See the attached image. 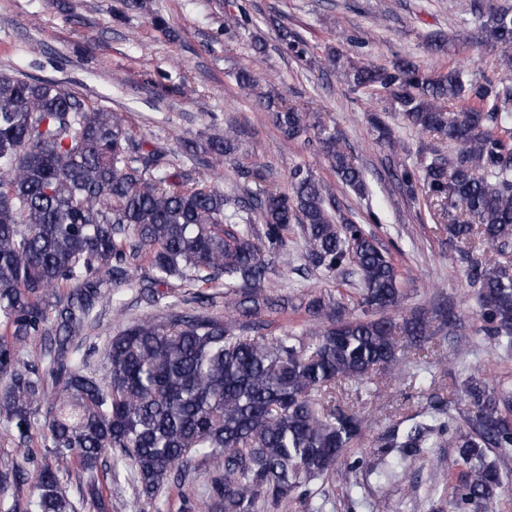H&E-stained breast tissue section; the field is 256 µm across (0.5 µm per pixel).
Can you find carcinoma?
<instances>
[{
  "label": "carcinoma",
  "mask_w": 512,
  "mask_h": 512,
  "mask_svg": "<svg viewBox=\"0 0 512 512\" xmlns=\"http://www.w3.org/2000/svg\"><path fill=\"white\" fill-rule=\"evenodd\" d=\"M480 22L483 45L512 49V7L468 0ZM353 91L385 93L413 129L436 137L419 163L401 166L399 183L442 211L459 206L447 225L466 245L485 241L512 247V86L469 79L453 68L424 71L407 58L387 67L340 70ZM248 95L260 78L237 73ZM462 103L448 112L446 104ZM259 111L283 145L303 142L323 155L341 184L365 189L362 168L341 151L336 132L318 115L255 95ZM369 121L396 149L384 117ZM237 129L208 146L211 166L234 153ZM448 143L443 149L442 142ZM135 137L123 113L96 107L56 82L0 75V424L15 450L29 452L44 437L48 463L36 474L31 512H74L59 472L79 465L89 512H108L95 474L102 463L126 468L135 483L136 512H155L160 491L185 475L193 456L209 466L200 498H185L182 512H253L257 500L279 505L344 465L362 464L347 452L364 430L353 407L327 409L336 386L368 388L379 370L416 366V352L436 333L453 332L451 307L432 316L392 315L404 278L375 235L361 224L336 222V187L306 166L288 184L254 190L245 182L226 195L205 178L185 181L170 152ZM299 228L305 265L336 274L350 266L359 281L354 307L361 314L314 329L268 338L241 336L233 321L203 313L134 321L103 351L107 383L88 372L81 353L85 323L106 285L129 278L146 262L151 288L190 273L205 282L224 279L225 304L248 317L284 307L270 295L272 258ZM476 287L478 332L512 349V265L469 258ZM41 336L43 357L21 350ZM461 397L466 427L434 416L390 436L386 448L403 455L437 448L451 434L456 463L466 478L453 487L459 512H492L505 478L512 476V387H489L472 377Z\"/></svg>",
  "instance_id": "cac0c4a2"
}]
</instances>
